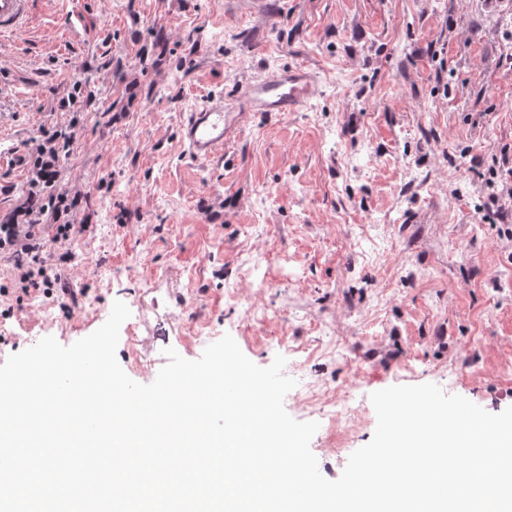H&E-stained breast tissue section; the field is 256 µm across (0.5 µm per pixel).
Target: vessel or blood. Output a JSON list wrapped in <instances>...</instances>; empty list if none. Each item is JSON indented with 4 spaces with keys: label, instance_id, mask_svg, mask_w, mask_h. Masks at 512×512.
Returning <instances> with one entry per match:
<instances>
[{
    "label": "vessel or blood",
    "instance_id": "obj_1",
    "mask_svg": "<svg viewBox=\"0 0 512 512\" xmlns=\"http://www.w3.org/2000/svg\"><path fill=\"white\" fill-rule=\"evenodd\" d=\"M35 0H0V45L35 22ZM315 76L304 66L291 65L272 77L246 79L234 98L214 94L183 113L178 134L194 160L207 162L221 152L242 127L248 112L282 114L302 109L318 93Z\"/></svg>",
    "mask_w": 512,
    "mask_h": 512
}]
</instances>
